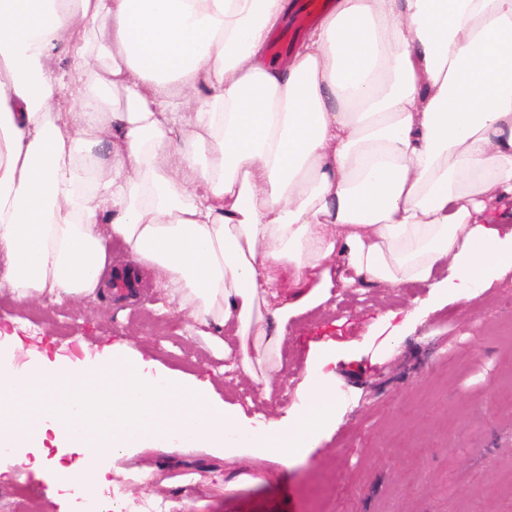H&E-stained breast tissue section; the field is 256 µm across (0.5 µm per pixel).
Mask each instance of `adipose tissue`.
Wrapping results in <instances>:
<instances>
[{
  "label": "adipose tissue",
  "instance_id": "obj_1",
  "mask_svg": "<svg viewBox=\"0 0 512 512\" xmlns=\"http://www.w3.org/2000/svg\"><path fill=\"white\" fill-rule=\"evenodd\" d=\"M286 9L0 0V288L96 296L121 239L266 397L286 324L332 283L394 287L445 260L437 296L467 299L512 267L485 217L512 197V0H334L279 69L266 37ZM327 358L300 406L253 426L128 347L75 363L7 340L0 446L62 492L108 487L94 448L288 467L336 421Z\"/></svg>",
  "mask_w": 512,
  "mask_h": 512
}]
</instances>
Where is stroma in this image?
Instances as JSON below:
<instances>
[{
  "label": "stroma",
  "mask_w": 512,
  "mask_h": 512,
  "mask_svg": "<svg viewBox=\"0 0 512 512\" xmlns=\"http://www.w3.org/2000/svg\"><path fill=\"white\" fill-rule=\"evenodd\" d=\"M432 291L428 282L366 293L333 285L329 301L290 319L285 382L267 400L162 304L146 269L135 293L107 288L84 301L22 305L0 289V332L28 347L126 343L165 370L210 379L246 417L269 420L299 403L310 352L335 346L340 411L303 463L221 460L201 448L112 460L116 471L153 470L164 502L189 499L197 512H512V269L468 300L435 304ZM0 466V512H77L69 497L22 503L21 467L7 458ZM232 475L264 481L231 489Z\"/></svg>",
  "instance_id": "stroma-1"
}]
</instances>
